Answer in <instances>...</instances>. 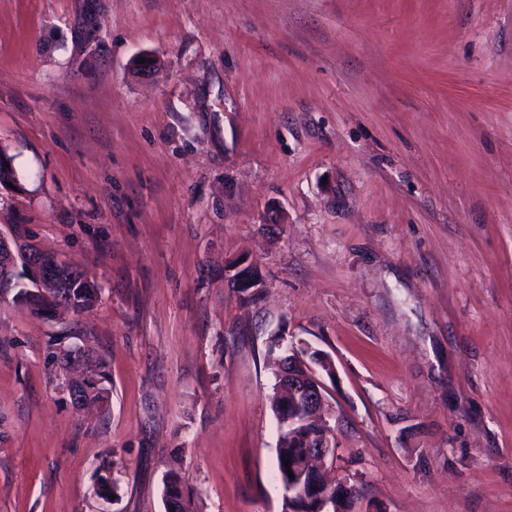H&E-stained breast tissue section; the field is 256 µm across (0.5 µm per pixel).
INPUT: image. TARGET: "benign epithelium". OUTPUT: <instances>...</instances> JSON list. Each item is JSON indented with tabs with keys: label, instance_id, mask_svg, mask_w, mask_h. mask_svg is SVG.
<instances>
[{
	"label": "benign epithelium",
	"instance_id": "obj_1",
	"mask_svg": "<svg viewBox=\"0 0 512 512\" xmlns=\"http://www.w3.org/2000/svg\"><path fill=\"white\" fill-rule=\"evenodd\" d=\"M231 287L246 295H255L264 287L261 269L254 263L240 262L230 276ZM75 284L60 260L36 249L20 250L0 232V294L19 288L27 291L22 305L35 315L54 321L62 311L75 309L62 301L64 289ZM86 348L73 347L66 366L64 392L76 408L101 406L105 392L92 361L84 355ZM329 366V358L322 353L301 355L294 350L282 352L278 361V393L292 391L304 399L302 409L309 417L326 419L328 407L324 383L317 376V368ZM332 430L325 429L307 454L304 469L323 467L334 454Z\"/></svg>",
	"mask_w": 512,
	"mask_h": 512
}]
</instances>
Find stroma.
Here are the masks:
<instances>
[{
  "mask_svg": "<svg viewBox=\"0 0 512 512\" xmlns=\"http://www.w3.org/2000/svg\"><path fill=\"white\" fill-rule=\"evenodd\" d=\"M0 148V232L100 290L0 301V512H282L281 328L352 512H512V0H0ZM234 271L229 280L231 288L246 295H256L263 288L264 279L258 265L240 261ZM85 347L73 346L66 369L64 380V392L70 399L71 404L76 408H84L91 405L102 406L104 400L101 398L105 392L101 390V379L97 374L91 359H88L84 352Z\"/></svg>",
  "mask_w": 512,
  "mask_h": 512,
  "instance_id": "1",
  "label": "stroma"
}]
</instances>
